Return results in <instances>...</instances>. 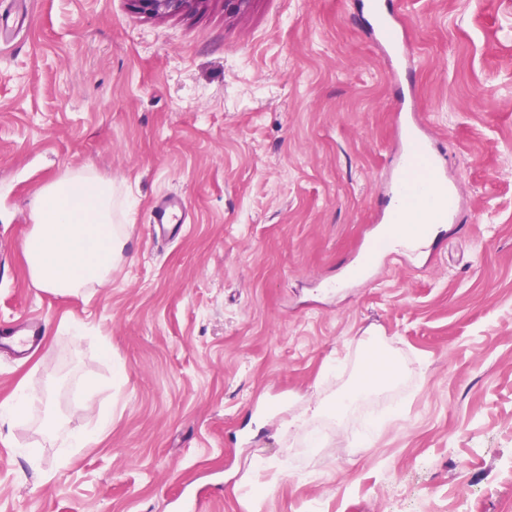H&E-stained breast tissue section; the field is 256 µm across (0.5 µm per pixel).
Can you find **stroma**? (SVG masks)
<instances>
[{
    "mask_svg": "<svg viewBox=\"0 0 512 512\" xmlns=\"http://www.w3.org/2000/svg\"><path fill=\"white\" fill-rule=\"evenodd\" d=\"M405 74L469 206L428 262L326 291L375 215L397 84L360 0H27L0 43V512H512V0H401ZM111 180L128 241L109 282L57 296L24 246L43 184ZM189 224L156 242L151 207ZM83 324L81 347L70 340ZM381 338L406 373L282 430ZM121 384H113L115 368ZM95 411L73 415L85 381ZM90 434L68 456L44 413ZM110 426L98 433V420ZM135 9L151 16H169L188 12L203 0H130ZM185 200L178 195H162L153 204L149 224L156 240L174 237L179 228L186 224ZM36 397L25 387H19L11 399L0 403V417H14L30 408Z\"/></svg>",
    "mask_w": 512,
    "mask_h": 512,
    "instance_id": "35a3bbf8",
    "label": "stroma"
}]
</instances>
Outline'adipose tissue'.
Returning a JSON list of instances; mask_svg holds the SVG:
<instances>
[{
  "instance_id": "1",
  "label": "adipose tissue",
  "mask_w": 512,
  "mask_h": 512,
  "mask_svg": "<svg viewBox=\"0 0 512 512\" xmlns=\"http://www.w3.org/2000/svg\"><path fill=\"white\" fill-rule=\"evenodd\" d=\"M31 207L35 224L25 243V258L37 286L68 296L108 282L127 244L123 226L112 222L111 181L81 170L42 185ZM373 355V364L358 376L355 392L330 404L315 402L311 416L343 414L357 395L396 384L400 365L382 350Z\"/></svg>"
}]
</instances>
